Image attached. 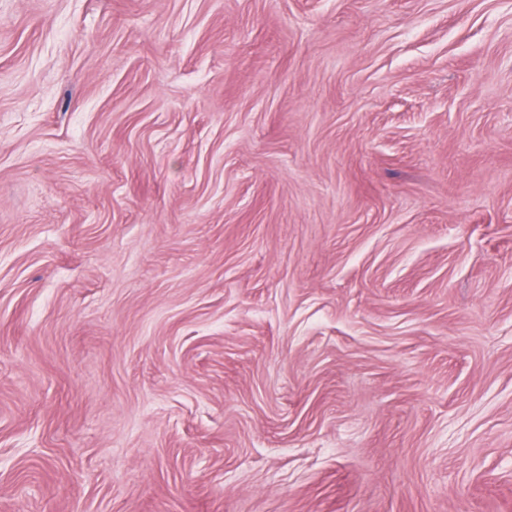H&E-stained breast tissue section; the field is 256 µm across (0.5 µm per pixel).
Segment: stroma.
<instances>
[{
	"instance_id": "1",
	"label": "stroma",
	"mask_w": 512,
	"mask_h": 512,
	"mask_svg": "<svg viewBox=\"0 0 512 512\" xmlns=\"http://www.w3.org/2000/svg\"><path fill=\"white\" fill-rule=\"evenodd\" d=\"M0 512H512V0H0Z\"/></svg>"
}]
</instances>
